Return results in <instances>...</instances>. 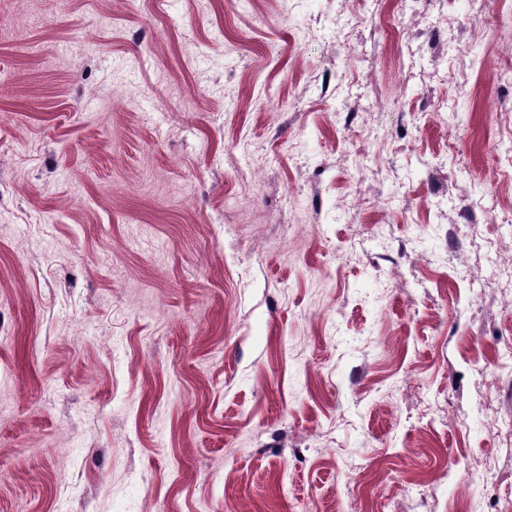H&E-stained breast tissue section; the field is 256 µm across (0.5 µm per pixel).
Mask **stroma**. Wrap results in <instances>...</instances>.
I'll return each mask as SVG.
<instances>
[{
  "instance_id": "1",
  "label": "stroma",
  "mask_w": 512,
  "mask_h": 512,
  "mask_svg": "<svg viewBox=\"0 0 512 512\" xmlns=\"http://www.w3.org/2000/svg\"><path fill=\"white\" fill-rule=\"evenodd\" d=\"M511 58L512 0H0V512H512Z\"/></svg>"
}]
</instances>
